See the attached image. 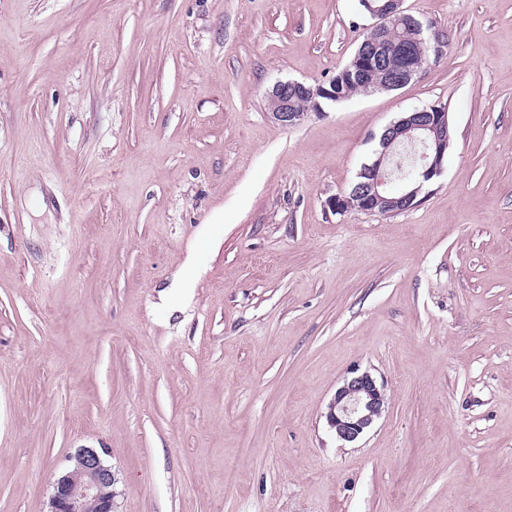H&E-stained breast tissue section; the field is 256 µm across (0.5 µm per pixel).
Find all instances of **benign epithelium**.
I'll return each instance as SVG.
<instances>
[{
  "label": "benign epithelium",
  "instance_id": "1",
  "mask_svg": "<svg viewBox=\"0 0 512 512\" xmlns=\"http://www.w3.org/2000/svg\"><path fill=\"white\" fill-rule=\"evenodd\" d=\"M373 23L363 35L364 41L356 48L351 66L359 75L368 70L382 74L378 88L382 91L398 90L421 75L431 59L441 57L446 43L437 35L425 37L427 28L406 13L403 0H366ZM408 21L411 35L399 44L403 65L390 64L385 45L387 35L402 21ZM422 40L427 43V53L418 57L412 53V44ZM322 93L320 85L295 80L276 82L267 94L271 117L284 126L304 122L309 112L296 108L298 97L315 99ZM449 116L444 106L430 105L416 112H405L387 125L380 141L386 145L417 144L422 151L418 157L413 178L403 182L399 191L392 185L399 179L386 153L376 154L375 160L364 165L359 175L367 178L352 191L338 195L330 201L337 212L358 209L370 213L392 214L419 205L418 194L422 184L441 175L450 142L448 140ZM386 407L382 387L367 371L352 372L336 390L328 404L327 423L342 444L361 438L381 417ZM73 465L63 471L53 483L48 512H116L114 489L116 477L95 448H80L71 457Z\"/></svg>",
  "mask_w": 512,
  "mask_h": 512
}]
</instances>
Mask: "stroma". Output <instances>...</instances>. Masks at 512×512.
Instances as JSON below:
<instances>
[{
  "label": "stroma",
  "mask_w": 512,
  "mask_h": 512,
  "mask_svg": "<svg viewBox=\"0 0 512 512\" xmlns=\"http://www.w3.org/2000/svg\"><path fill=\"white\" fill-rule=\"evenodd\" d=\"M403 7L444 55L284 127L268 89L328 82L358 0H0V512L80 448L117 512H512V0ZM440 104L420 205L330 207ZM355 369L387 404L344 446ZM202 271L197 265L195 259V248L190 246L187 250L186 258L181 270L174 277V280L169 288L176 289L182 301H189L192 298L193 288L201 276Z\"/></svg>",
  "instance_id": "stroma-1"
}]
</instances>
